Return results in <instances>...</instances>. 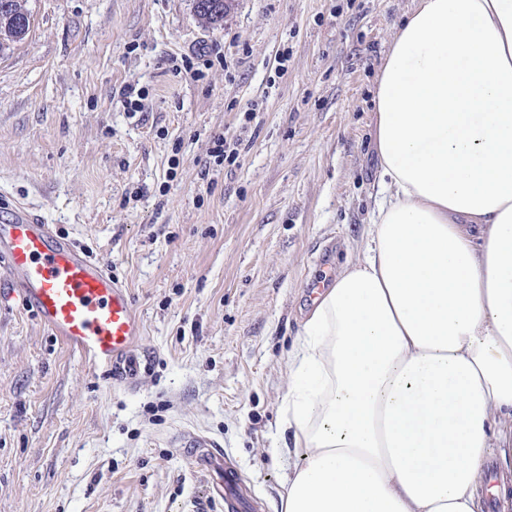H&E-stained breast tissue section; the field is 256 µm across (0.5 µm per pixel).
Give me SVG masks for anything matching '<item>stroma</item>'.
<instances>
[{
	"instance_id": "stroma-1",
	"label": "stroma",
	"mask_w": 512,
	"mask_h": 512,
	"mask_svg": "<svg viewBox=\"0 0 512 512\" xmlns=\"http://www.w3.org/2000/svg\"><path fill=\"white\" fill-rule=\"evenodd\" d=\"M414 6L232 0L208 24L194 0H29L0 53V218L27 203L128 288L143 365L115 385L0 296V512H222L177 452L191 435L275 512L288 349L310 284L362 253L371 90Z\"/></svg>"
}]
</instances>
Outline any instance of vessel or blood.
<instances>
[{"label":"vessel or blood","mask_w":512,"mask_h":512,"mask_svg":"<svg viewBox=\"0 0 512 512\" xmlns=\"http://www.w3.org/2000/svg\"><path fill=\"white\" fill-rule=\"evenodd\" d=\"M0 268L19 287L39 322L93 366L134 385L143 323L129 291L75 243L56 238L51 225L23 205L0 222ZM181 453L210 478L212 496L234 512L231 476L223 449L204 437L184 442Z\"/></svg>","instance_id":"obj_1"}]
</instances>
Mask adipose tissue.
Wrapping results in <instances>:
<instances>
[{
    "label": "adipose tissue",
    "mask_w": 512,
    "mask_h": 512,
    "mask_svg": "<svg viewBox=\"0 0 512 512\" xmlns=\"http://www.w3.org/2000/svg\"><path fill=\"white\" fill-rule=\"evenodd\" d=\"M363 255L288 351L281 512H478L512 494V0H416L372 89Z\"/></svg>",
    "instance_id": "obj_1"
}]
</instances>
